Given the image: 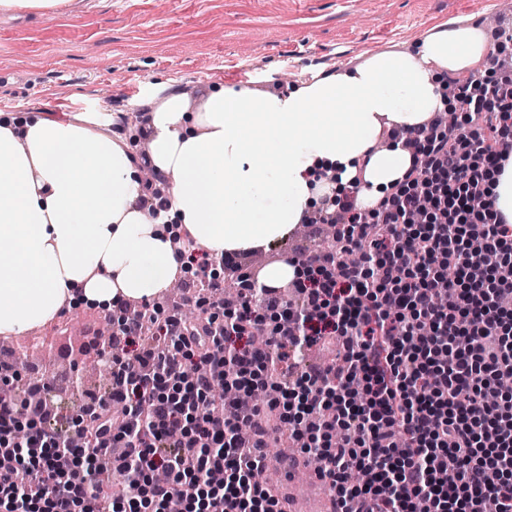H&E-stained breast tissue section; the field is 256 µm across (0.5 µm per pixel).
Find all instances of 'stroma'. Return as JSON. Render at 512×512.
Segmentation results:
<instances>
[{"label": "stroma", "instance_id": "35a3bbf8", "mask_svg": "<svg viewBox=\"0 0 512 512\" xmlns=\"http://www.w3.org/2000/svg\"><path fill=\"white\" fill-rule=\"evenodd\" d=\"M485 0H73L48 19L0 15V113L64 119L152 112L171 93L199 102L237 83L242 62L285 68L303 49L317 77L414 49L448 14L479 30ZM103 311L68 310L42 330L48 358L100 336Z\"/></svg>", "mask_w": 512, "mask_h": 512}]
</instances>
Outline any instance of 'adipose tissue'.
<instances>
[{"label":"adipose tissue","instance_id":"obj_1","mask_svg":"<svg viewBox=\"0 0 512 512\" xmlns=\"http://www.w3.org/2000/svg\"><path fill=\"white\" fill-rule=\"evenodd\" d=\"M488 52L470 27L428 33L414 52L371 57L284 93L216 84L199 105L168 96L152 113L148 162L171 176L166 218L137 208L141 169L105 113L0 115V335L20 336L70 303L109 308L166 291L182 272L172 236L218 258L287 235L305 210L361 178L370 203L403 181L407 130L449 111L441 78Z\"/></svg>","mask_w":512,"mask_h":512}]
</instances>
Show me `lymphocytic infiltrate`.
Segmentation results:
<instances>
[{"label":"lymphocytic infiltrate","mask_w":512,"mask_h":512,"mask_svg":"<svg viewBox=\"0 0 512 512\" xmlns=\"http://www.w3.org/2000/svg\"><path fill=\"white\" fill-rule=\"evenodd\" d=\"M448 88L468 104L455 132L437 117L392 130L413 156L396 192L369 209L350 193L309 216L336 225L342 247H370L343 268L332 253L305 256L313 274L291 284L299 305L242 273L237 302L210 304L202 321L144 306L111 329L125 344L112 396L73 421L78 445L42 408L19 416L20 397L0 392V455L12 459L0 466V512H167L175 497L192 512H280L251 474L284 424L346 512H485L490 500L512 512V395L495 384L512 372V310L498 305L512 296V224L470 207L512 156V75L494 68ZM425 199L452 220L410 223ZM146 322L159 345L142 342ZM257 332L265 349L250 341ZM318 342L336 347L335 364L289 375ZM218 381L269 393L261 411L236 406L249 437L215 407ZM104 459L121 498L87 474Z\"/></svg>","instance_id":"lymphocytic-infiltrate-1"}]
</instances>
